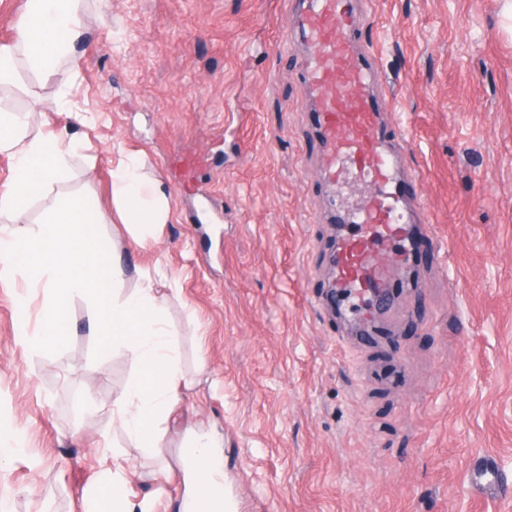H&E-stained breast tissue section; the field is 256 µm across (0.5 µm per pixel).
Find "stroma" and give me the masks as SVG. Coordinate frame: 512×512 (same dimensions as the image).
<instances>
[{
	"instance_id": "stroma-1",
	"label": "stroma",
	"mask_w": 512,
	"mask_h": 512,
	"mask_svg": "<svg viewBox=\"0 0 512 512\" xmlns=\"http://www.w3.org/2000/svg\"><path fill=\"white\" fill-rule=\"evenodd\" d=\"M359 35L408 134L405 165L443 253L421 247L377 336L338 333L326 303L337 225L283 44L292 0H89L76 68L20 69L0 106L59 130L87 113L71 198L115 211L111 171L141 152L171 216L152 246L113 220L91 234L128 288L159 276L181 392L147 454L112 400L141 371L103 350L92 309L22 349L45 294L0 281V445L9 512H85L113 458L141 512H183L184 442L211 435L231 512H512V0H359Z\"/></svg>"
}]
</instances>
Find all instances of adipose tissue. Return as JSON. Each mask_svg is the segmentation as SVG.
Returning a JSON list of instances; mask_svg holds the SVG:
<instances>
[{"mask_svg": "<svg viewBox=\"0 0 512 512\" xmlns=\"http://www.w3.org/2000/svg\"><path fill=\"white\" fill-rule=\"evenodd\" d=\"M87 0H26L12 42L0 44V87L14 83L19 65L50 71L74 63L72 44L79 37ZM26 121L0 109V154L13 161L11 178L0 184V280L24 277L50 291L37 330L24 334L22 348L52 346L64 333V301L85 298L93 311L94 336L138 354L141 375L113 403L128 437L148 451L158 450V423L169 415L180 387L172 356V331L164 317L165 298L152 279L134 291L116 261H104L84 232L107 216L82 202L57 206L38 228L17 226L29 198L50 188L70 170L73 142L50 134L29 135ZM143 156L130 155L112 172V195L122 205L123 223L135 225L137 246H147L153 227L167 223L166 192L145 171Z\"/></svg>", "mask_w": 512, "mask_h": 512, "instance_id": "adipose-tissue-1", "label": "adipose tissue"}]
</instances>
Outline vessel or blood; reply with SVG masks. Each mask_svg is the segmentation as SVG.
Wrapping results in <instances>:
<instances>
[{"label": "vessel or blood", "mask_w": 512, "mask_h": 512, "mask_svg": "<svg viewBox=\"0 0 512 512\" xmlns=\"http://www.w3.org/2000/svg\"><path fill=\"white\" fill-rule=\"evenodd\" d=\"M296 36L322 176L337 195L340 230L330 255L336 308L345 330L376 335L378 314L410 284L417 235H431L432 228L421 221L416 176L402 169L405 136L385 120L388 101L359 37L356 0H295L282 37ZM359 181L376 188L365 205L352 195Z\"/></svg>", "instance_id": "vessel-or-blood-1"}]
</instances>
